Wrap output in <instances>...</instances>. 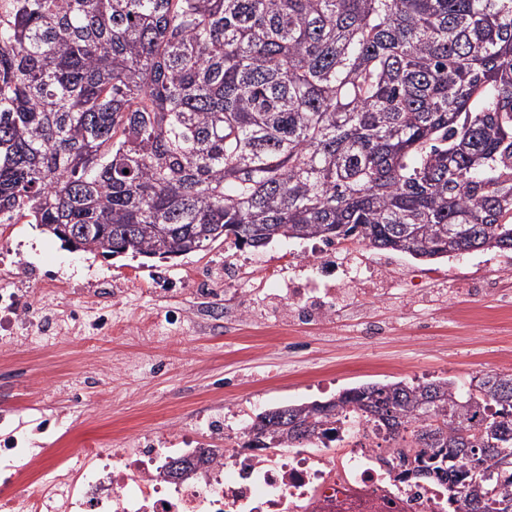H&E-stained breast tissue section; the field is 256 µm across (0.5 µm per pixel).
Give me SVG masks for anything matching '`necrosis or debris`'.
I'll return each instance as SVG.
<instances>
[{
    "label": "necrosis or debris",
    "instance_id": "obj_1",
    "mask_svg": "<svg viewBox=\"0 0 512 512\" xmlns=\"http://www.w3.org/2000/svg\"><path fill=\"white\" fill-rule=\"evenodd\" d=\"M344 289L288 291V306L334 318ZM192 448H79L64 455L0 444V512H465L446 480L397 479L366 426L337 423L313 448L225 449L203 468L171 475Z\"/></svg>",
    "mask_w": 512,
    "mask_h": 512
}]
</instances>
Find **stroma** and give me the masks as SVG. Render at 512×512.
<instances>
[{"mask_svg":"<svg viewBox=\"0 0 512 512\" xmlns=\"http://www.w3.org/2000/svg\"><path fill=\"white\" fill-rule=\"evenodd\" d=\"M318 241L207 251L167 261L74 251L33 224H0V281L19 293L16 329L0 335V439L24 425L28 447L220 448L264 410L354 387L512 372V313L482 294L512 292L493 252L418 259L368 252L380 288L328 325L298 324L271 295L270 273L321 255ZM428 317L429 335L414 329ZM105 319L128 333L90 332ZM375 320L388 335L357 326Z\"/></svg>","mask_w":512,"mask_h":512,"instance_id":"obj_1","label":"stroma"}]
</instances>
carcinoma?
Wrapping results in <instances>:
<instances>
[{
  "instance_id": "1",
  "label": "carcinoma",
  "mask_w": 512,
  "mask_h": 512,
  "mask_svg": "<svg viewBox=\"0 0 512 512\" xmlns=\"http://www.w3.org/2000/svg\"><path fill=\"white\" fill-rule=\"evenodd\" d=\"M2 215L104 258L512 251V0H0ZM339 419L467 512L512 504V373L266 410L247 447Z\"/></svg>"
}]
</instances>
